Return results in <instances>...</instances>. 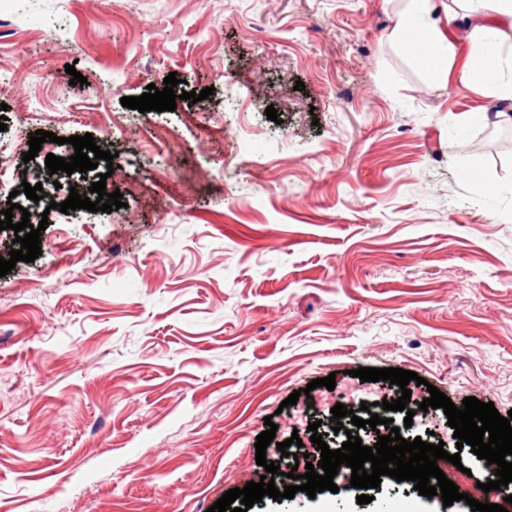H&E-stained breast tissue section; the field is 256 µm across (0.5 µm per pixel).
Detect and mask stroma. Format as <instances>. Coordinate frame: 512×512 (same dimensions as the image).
Here are the masks:
<instances>
[{"label": "stroma", "instance_id": "1", "mask_svg": "<svg viewBox=\"0 0 512 512\" xmlns=\"http://www.w3.org/2000/svg\"><path fill=\"white\" fill-rule=\"evenodd\" d=\"M404 6L0 0V204L47 224L41 255L0 278V512H207L264 475L267 423V461L318 456L308 426L330 430L361 367L416 372L415 403L432 385L512 410V124L482 120L497 96L392 46ZM172 72L176 111L122 106ZM38 130L64 142L23 161ZM88 133L116 169L49 173ZM99 180L123 208L50 209ZM430 421L469 484L490 478L444 412ZM249 512L445 509L388 480L368 504Z\"/></svg>", "mask_w": 512, "mask_h": 512}]
</instances>
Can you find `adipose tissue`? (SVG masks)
Segmentation results:
<instances>
[{
  "mask_svg": "<svg viewBox=\"0 0 512 512\" xmlns=\"http://www.w3.org/2000/svg\"><path fill=\"white\" fill-rule=\"evenodd\" d=\"M467 39L475 45L494 40L497 45H512V0H470ZM395 48L412 56L419 66L440 79L453 69L477 88L496 89L502 104L496 120L512 119V77L504 75L499 59L460 55L448 24L438 16L436 0H406L391 34Z\"/></svg>",
  "mask_w": 512,
  "mask_h": 512,
  "instance_id": "ef3b65f1",
  "label": "adipose tissue"
}]
</instances>
